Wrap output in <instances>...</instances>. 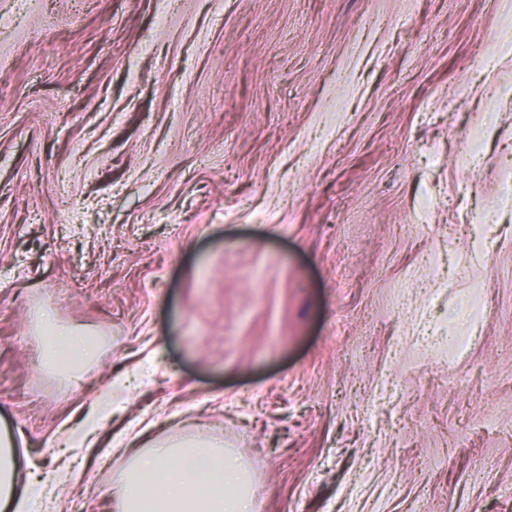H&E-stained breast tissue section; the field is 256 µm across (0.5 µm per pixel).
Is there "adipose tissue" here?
I'll use <instances>...</instances> for the list:
<instances>
[{
    "label": "adipose tissue",
    "instance_id": "adipose-tissue-1",
    "mask_svg": "<svg viewBox=\"0 0 512 512\" xmlns=\"http://www.w3.org/2000/svg\"><path fill=\"white\" fill-rule=\"evenodd\" d=\"M98 350L96 337L67 326L48 330L47 364L71 387ZM16 440L0 426V512H42L44 500L76 482L83 469L69 465L44 478L17 482ZM250 472L224 443L200 432L160 438L133 449L120 478L114 512H252Z\"/></svg>",
    "mask_w": 512,
    "mask_h": 512
}]
</instances>
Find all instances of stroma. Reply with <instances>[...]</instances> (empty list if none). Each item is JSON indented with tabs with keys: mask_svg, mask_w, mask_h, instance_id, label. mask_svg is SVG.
Here are the masks:
<instances>
[{
	"mask_svg": "<svg viewBox=\"0 0 512 512\" xmlns=\"http://www.w3.org/2000/svg\"><path fill=\"white\" fill-rule=\"evenodd\" d=\"M107 389L51 512L199 428L255 512H512V0H0V417ZM45 354L47 364L69 388L77 383L83 369L93 361L98 350V340L67 326H52L48 329ZM112 418V409L105 412L101 407L91 410L79 425L71 430L68 435V443L71 448H93L98 435L105 429Z\"/></svg>",
	"mask_w": 512,
	"mask_h": 512,
	"instance_id": "1",
	"label": "stroma"
}]
</instances>
